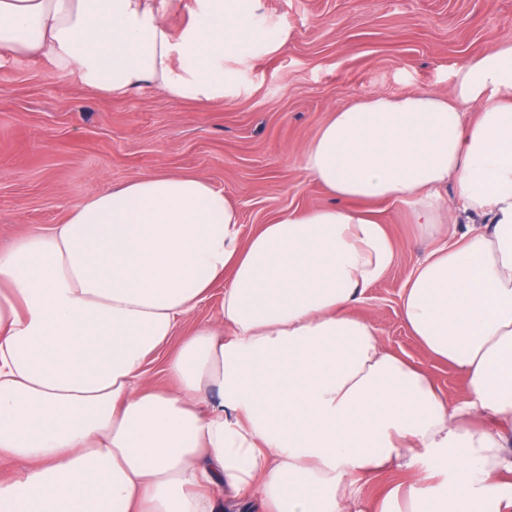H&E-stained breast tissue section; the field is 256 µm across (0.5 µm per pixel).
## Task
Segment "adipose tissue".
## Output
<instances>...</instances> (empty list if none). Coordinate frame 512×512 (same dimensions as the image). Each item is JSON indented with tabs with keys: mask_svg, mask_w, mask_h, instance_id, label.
Listing matches in <instances>:
<instances>
[{
	"mask_svg": "<svg viewBox=\"0 0 512 512\" xmlns=\"http://www.w3.org/2000/svg\"><path fill=\"white\" fill-rule=\"evenodd\" d=\"M193 2L176 34L180 0H0V48L105 94L220 100L256 0ZM301 163L334 204L248 238L223 190L151 173L0 250V457L25 464L0 512H219L252 491L263 512H512V40L450 94L337 110ZM365 201L409 205L436 242L400 314L464 400L352 312L395 261ZM220 282L219 316L186 328ZM162 351L169 389L146 376ZM395 465L415 478L354 498V476Z\"/></svg>",
	"mask_w": 512,
	"mask_h": 512,
	"instance_id": "1",
	"label": "adipose tissue"
}]
</instances>
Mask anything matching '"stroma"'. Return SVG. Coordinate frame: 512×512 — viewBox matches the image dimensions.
Wrapping results in <instances>:
<instances>
[{
	"label": "stroma",
	"mask_w": 512,
	"mask_h": 512,
	"mask_svg": "<svg viewBox=\"0 0 512 512\" xmlns=\"http://www.w3.org/2000/svg\"><path fill=\"white\" fill-rule=\"evenodd\" d=\"M252 21L286 33L246 51L224 100L178 102L147 90L105 96L77 73L0 50V249L65 223L72 205L148 173L208 180L238 207L242 234L331 204L301 165L336 110L376 96L448 92L462 59L512 38V0H259ZM395 262L355 314L388 349L459 397L463 381L400 315L405 281L433 243L399 202L372 205Z\"/></svg>",
	"instance_id": "1"
}]
</instances>
